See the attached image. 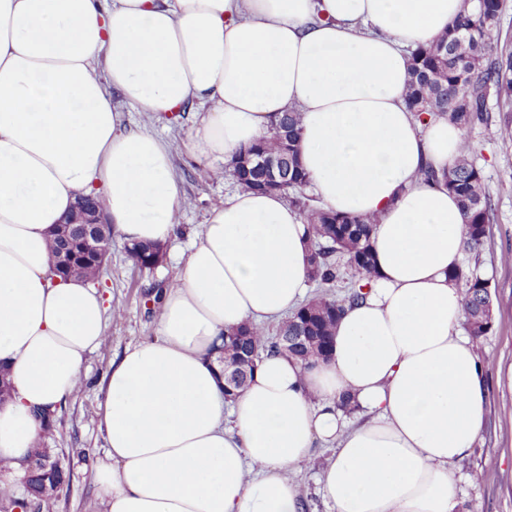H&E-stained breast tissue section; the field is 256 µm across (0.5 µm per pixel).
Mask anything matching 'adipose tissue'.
Returning <instances> with one entry per match:
<instances>
[{
    "mask_svg": "<svg viewBox=\"0 0 512 512\" xmlns=\"http://www.w3.org/2000/svg\"><path fill=\"white\" fill-rule=\"evenodd\" d=\"M461 0H0V457L24 474L40 438L106 340L105 300L51 275L49 240L79 197L98 198L127 243H167L181 205L167 142L131 130L113 95L144 111H204L198 162L233 160L302 116L310 188L329 209L379 218L375 275L347 306L328 361L262 355L235 398L216 347L279 320L310 283L307 226L281 193L238 190L213 209L152 339L113 362L95 411L107 512H300L290 472L317 443L334 512H456L450 467L487 411L486 366L451 278L464 218L422 180L463 132L405 101L411 50ZM348 399L349 408L339 405Z\"/></svg>",
    "mask_w": 512,
    "mask_h": 512,
    "instance_id": "1",
    "label": "adipose tissue"
}]
</instances>
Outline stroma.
Returning <instances> with one entry per match:
<instances>
[{
    "mask_svg": "<svg viewBox=\"0 0 512 512\" xmlns=\"http://www.w3.org/2000/svg\"><path fill=\"white\" fill-rule=\"evenodd\" d=\"M490 120L469 133L473 158L484 176V188L494 208V219L482 250L464 254L462 261L488 279L493 300L492 328L475 344L488 370L487 414L484 426L467 456L451 471L458 501L457 512H512V141L502 140L499 128L512 121V111L502 112L490 101ZM131 128H145L171 146L173 164L181 180L183 202L179 234L165 246V260L154 273L134 270L125 254V243L112 238L108 262L97 283L109 304L122 306L124 316L108 321V340L91 353L84 365V381L57 413L47 447L61 452L70 479L58 494L54 512H105V489L97 479V464L106 446L98 429L95 410L107 392L108 372L115 358L129 345L157 334V315L150 294L155 285L175 278L185 260L190 240L200 233L209 213L237 190L231 175L211 177L210 168L197 164L185 147L188 130L201 115L187 105L171 114H152L121 104ZM335 445L314 448L310 460L298 468L294 479L309 512H332L318 484L321 466L333 456Z\"/></svg>",
    "mask_w": 512,
    "mask_h": 512,
    "instance_id": "35a3bbf8",
    "label": "stroma"
}]
</instances>
